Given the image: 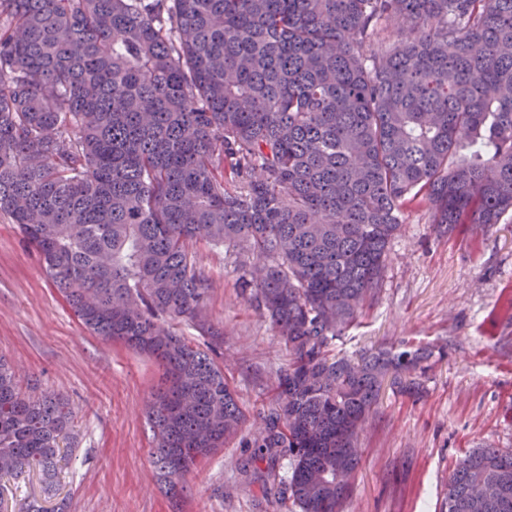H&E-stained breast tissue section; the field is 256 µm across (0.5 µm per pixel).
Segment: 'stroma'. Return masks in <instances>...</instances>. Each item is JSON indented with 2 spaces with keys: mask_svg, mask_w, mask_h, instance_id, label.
Masks as SVG:
<instances>
[{
  "mask_svg": "<svg viewBox=\"0 0 512 512\" xmlns=\"http://www.w3.org/2000/svg\"><path fill=\"white\" fill-rule=\"evenodd\" d=\"M209 276L208 321L218 362L246 414L241 431L184 479L180 500L156 481L145 405L160 369L151 357L91 334L47 276L17 225L0 218V356L17 389L69 400L74 438L54 508L66 512H298L242 467L274 398L288 350L242 296L236 250L197 243ZM409 342L446 349L420 396L383 388L360 438L362 462L345 512H439L457 460L477 447L512 450V214L484 230L439 234L426 207L405 211L377 301L336 339L354 356Z\"/></svg>",
  "mask_w": 512,
  "mask_h": 512,
  "instance_id": "obj_1",
  "label": "stroma"
}]
</instances>
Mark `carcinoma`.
<instances>
[{"label":"carcinoma","instance_id":"cac0c4a2","mask_svg":"<svg viewBox=\"0 0 512 512\" xmlns=\"http://www.w3.org/2000/svg\"><path fill=\"white\" fill-rule=\"evenodd\" d=\"M413 203L446 232L512 212V0H0V215L92 334L158 363L152 457L174 498L246 421L169 327L222 336L190 244L243 252L242 292L288 345L253 439L264 484L344 512L384 382L417 391L446 354H332ZM71 419L0 357V475L54 491ZM476 476L507 479L485 512H512L498 448L458 460L440 512H472Z\"/></svg>","mask_w":512,"mask_h":512}]
</instances>
